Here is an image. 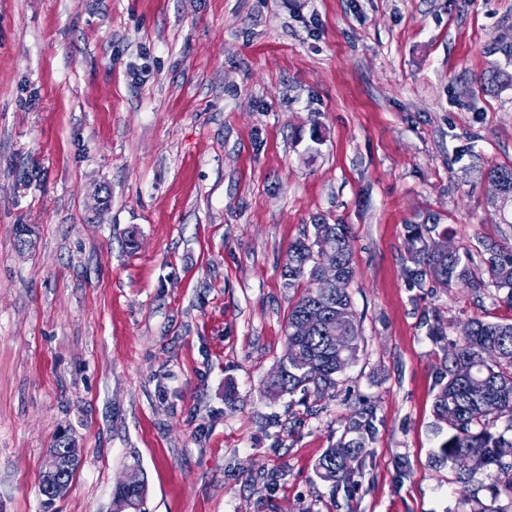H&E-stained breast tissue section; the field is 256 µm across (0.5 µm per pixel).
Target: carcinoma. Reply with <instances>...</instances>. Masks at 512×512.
<instances>
[{
  "label": "carcinoma",
  "mask_w": 512,
  "mask_h": 512,
  "mask_svg": "<svg viewBox=\"0 0 512 512\" xmlns=\"http://www.w3.org/2000/svg\"><path fill=\"white\" fill-rule=\"evenodd\" d=\"M493 187L494 198L505 207L512 204V167L493 166L482 172ZM313 238H301L288 246L285 276L288 287L307 282V288L292 306L287 324V351L266 392L276 398L298 391L318 395L335 388L339 376L358 356L360 345L356 316L349 293L336 295L318 285L319 262L324 249L336 250V272L347 279L354 275L351 231L347 224H315ZM448 228L435 221L405 225L407 242L406 275L419 288L431 281L441 288L464 286L492 297L512 308V246L482 243L484 260L476 266L468 250L445 256L435 247ZM319 313L317 328L305 336L301 324L306 316ZM439 390L433 414L448 425V438L440 445L442 463L451 462L456 478L467 483L477 471H495L490 488V504H480L476 512H503L495 503L505 492L512 495V460L501 452L512 448L505 433L512 432V322L469 319L460 336L444 348L437 367ZM503 431H498V423ZM357 437L329 448L319 459L320 478L334 488L350 487L363 451L361 438L370 431L364 416L350 422ZM131 486L114 491L117 512H139L147 494L142 470H135Z\"/></svg>",
  "instance_id": "cac0c4a2"
}]
</instances>
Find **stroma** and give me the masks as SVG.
Segmentation results:
<instances>
[{"instance_id":"obj_1","label":"stroma","mask_w":512,"mask_h":512,"mask_svg":"<svg viewBox=\"0 0 512 512\" xmlns=\"http://www.w3.org/2000/svg\"><path fill=\"white\" fill-rule=\"evenodd\" d=\"M512 0H0V512H475L437 466L429 336L512 308L416 288L405 225L481 263L512 244L480 169L512 165ZM502 65L494 91L480 88ZM352 229L360 351L270 399L289 244ZM30 229L19 246L17 229ZM372 416L350 490L322 454ZM70 439V488L39 477ZM134 473L136 474V481L131 486H118L114 491V504L117 507L116 511L122 512L126 509H132L137 512L140 511L141 505L147 494V483L142 470L137 468Z\"/></svg>"}]
</instances>
